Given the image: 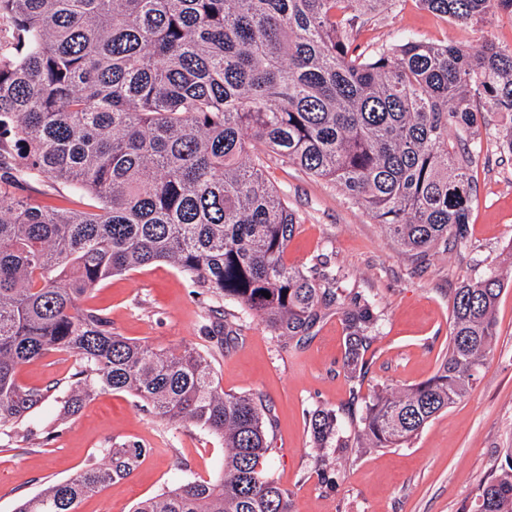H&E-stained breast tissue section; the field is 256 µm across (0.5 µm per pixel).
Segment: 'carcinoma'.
Here are the masks:
<instances>
[{
  "label": "carcinoma",
  "instance_id": "carcinoma-1",
  "mask_svg": "<svg viewBox=\"0 0 512 512\" xmlns=\"http://www.w3.org/2000/svg\"><path fill=\"white\" fill-rule=\"evenodd\" d=\"M395 0H0V185L47 179L84 200L37 206L0 194V434L20 433L52 390L21 367L75 358L58 418L99 393H125L169 421L224 441V467L176 485L134 512H290L268 469L271 408L224 392L210 357L155 349L112 331L84 300L116 274L157 262L251 312L279 337L309 335L318 309L348 330L359 370L375 304L336 275L288 265L298 218L269 162L333 184L405 252L468 243L470 172L481 112L512 115V46L477 54L405 30L394 44L357 42L368 16ZM457 21L512 20V0H419ZM502 278L459 288L448 350L433 376L365 405L356 447L412 442L461 401L497 336ZM268 292L270 297L263 296ZM323 449L332 411L312 414ZM137 444L48 484L15 512H77L136 470ZM460 512H512V448Z\"/></svg>",
  "mask_w": 512,
  "mask_h": 512
}]
</instances>
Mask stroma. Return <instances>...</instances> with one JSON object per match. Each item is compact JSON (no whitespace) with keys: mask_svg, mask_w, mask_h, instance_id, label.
<instances>
[{"mask_svg":"<svg viewBox=\"0 0 512 512\" xmlns=\"http://www.w3.org/2000/svg\"><path fill=\"white\" fill-rule=\"evenodd\" d=\"M465 49L483 39L512 44V21L482 25L440 18L418 0L396 5L361 30V44L394 42L402 31ZM507 119L479 118L482 149L471 173L476 190L468 218V244L437 248L412 258L371 215L332 185L278 164L269 180L288 197L299 222L287 261L308 268L327 259L345 292L375 301L380 313L375 339L365 353L363 377L344 367L346 331L341 315L324 311L310 336L288 341L233 303L236 337L224 350L205 337L215 324L208 295L198 293L171 265L153 264L116 275L87 298L104 310L114 331L158 348L191 346L211 356L224 391L264 399L274 416L271 471L291 494L292 512H459L483 478L512 448V155L498 132ZM496 272L504 289L496 308L497 336L478 379L458 403L436 416L399 448H360L358 424L368 398L382 388L402 389L426 381L448 348L451 309L458 288ZM73 360L55 354L23 366L19 379L43 387L65 381ZM60 391L50 392L26 421L31 437L0 438V512H14L24 498L47 484L72 477L99 449L133 442L146 448L141 465L126 479L82 500L78 512H133L136 504L176 484L210 478L224 463V444L207 431L177 426L145 413L124 393L87 401L60 428L52 422ZM335 411L340 444L330 448L334 470L319 466L311 442L314 410Z\"/></svg>","mask_w":512,"mask_h":512,"instance_id":"35a3bbf8","label":"stroma"}]
</instances>
